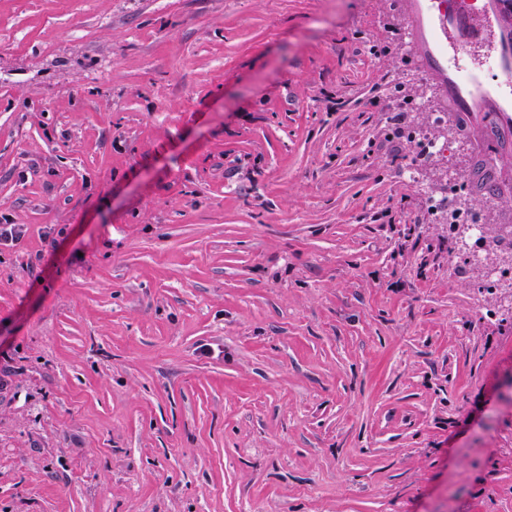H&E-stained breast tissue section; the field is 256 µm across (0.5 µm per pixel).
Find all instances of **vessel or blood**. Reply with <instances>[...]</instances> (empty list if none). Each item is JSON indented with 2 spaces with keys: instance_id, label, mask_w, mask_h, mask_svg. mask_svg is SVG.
<instances>
[{
  "instance_id": "1",
  "label": "vessel or blood",
  "mask_w": 512,
  "mask_h": 512,
  "mask_svg": "<svg viewBox=\"0 0 512 512\" xmlns=\"http://www.w3.org/2000/svg\"><path fill=\"white\" fill-rule=\"evenodd\" d=\"M412 58L465 133L491 137L495 172L512 154V0H397Z\"/></svg>"
}]
</instances>
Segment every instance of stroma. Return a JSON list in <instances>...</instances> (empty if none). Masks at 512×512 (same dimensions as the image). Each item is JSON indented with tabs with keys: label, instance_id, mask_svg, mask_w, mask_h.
I'll return each mask as SVG.
<instances>
[{
	"label": "stroma",
	"instance_id": "1",
	"mask_svg": "<svg viewBox=\"0 0 512 512\" xmlns=\"http://www.w3.org/2000/svg\"><path fill=\"white\" fill-rule=\"evenodd\" d=\"M393 2L0 0V512H512V288L402 175Z\"/></svg>",
	"mask_w": 512,
	"mask_h": 512
}]
</instances>
